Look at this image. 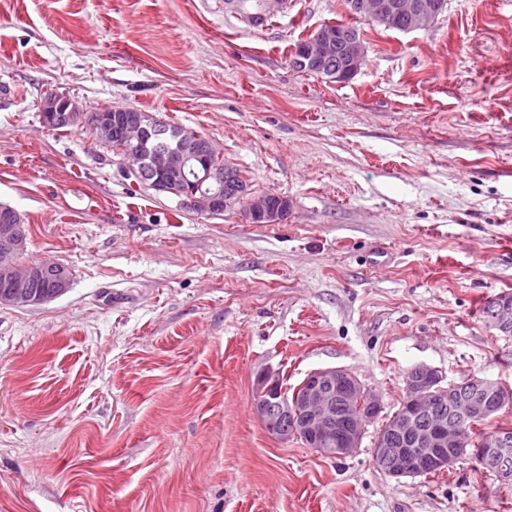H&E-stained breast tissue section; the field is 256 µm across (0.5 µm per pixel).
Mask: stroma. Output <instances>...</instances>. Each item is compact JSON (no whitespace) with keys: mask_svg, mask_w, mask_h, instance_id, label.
<instances>
[{"mask_svg":"<svg viewBox=\"0 0 512 512\" xmlns=\"http://www.w3.org/2000/svg\"><path fill=\"white\" fill-rule=\"evenodd\" d=\"M363 36L350 81L295 69L322 25ZM51 93L132 107L210 140L292 208L246 224L120 170L91 129L45 128ZM0 203L24 262L67 293L0 305V512H512L470 461L392 478L372 456L408 372L512 387V0H448L403 33L345 0H0ZM339 367L382 401L327 458L270 436L257 379ZM260 1L261 0H237L236 3H237V6L244 12H251V13H245V20L248 22V23H251L253 24V17L256 15V14H252V13H257V14H260L261 13V6H260ZM284 2V0H263L262 1V16H264L265 14L267 13H271V12H274L275 8H278L280 5H282ZM262 16H258V19H260L262 21V23L264 21L267 20V17H262ZM20 214L12 209L0 214V242L6 252L17 253L25 251L27 234L21 227ZM501 294H510L512 297V293L504 292ZM501 294H497L494 298L499 297ZM494 298L487 299L482 302L479 307L481 318L485 322L487 320V325L490 329H493L503 335H509L512 332V302L508 298L497 300L489 312L490 305Z\"/></svg>","mask_w":512,"mask_h":512,"instance_id":"1","label":"stroma"}]
</instances>
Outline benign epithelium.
<instances>
[{"mask_svg": "<svg viewBox=\"0 0 512 512\" xmlns=\"http://www.w3.org/2000/svg\"><path fill=\"white\" fill-rule=\"evenodd\" d=\"M447 0H347L352 15L369 16L388 30L411 32L432 25ZM365 60V47L353 27L331 36L322 29L312 33L304 45L294 49L293 67L315 71L338 80L355 73ZM42 124L48 129L76 124L92 126L99 136L116 129L122 145V164L136 177L158 191L183 197L192 209L211 213L227 198L240 205V216L247 224L285 222L291 211L288 198L278 194L255 195L245 179L232 168L218 169L206 159L216 153L209 142L199 143L179 135L170 126L147 112H130L111 107L109 112L85 113L70 97L49 94L40 103ZM27 234L20 214L12 209L0 213V246L7 252L25 251ZM0 278L7 291L1 304L24 307L41 304L68 291L72 272L62 264L13 263L0 265ZM43 281L47 291L30 288ZM489 328L500 334L512 333V301H496L487 319ZM442 376L428 365H418L406 380V412L389 431L378 435L373 457L380 469L394 478L411 477L425 469L444 471L453 465L448 445L462 441L466 424L472 419L494 418L508 402L504 387L495 381L472 378L448 386V404L459 405L463 413L451 424L436 420L443 407L435 401L434 389H442ZM259 399L254 411L266 431L286 442L301 438L311 448L329 458L344 457L359 448L364 429L361 424L381 411L377 396L367 391L348 371L328 367L309 372L300 394H290L279 374L268 371L258 380ZM341 448H336V445ZM467 459L496 469L505 479L512 478V432L502 430L486 435L469 449Z\"/></svg>", "mask_w": 512, "mask_h": 512, "instance_id": "1", "label": "benign epithelium"}]
</instances>
